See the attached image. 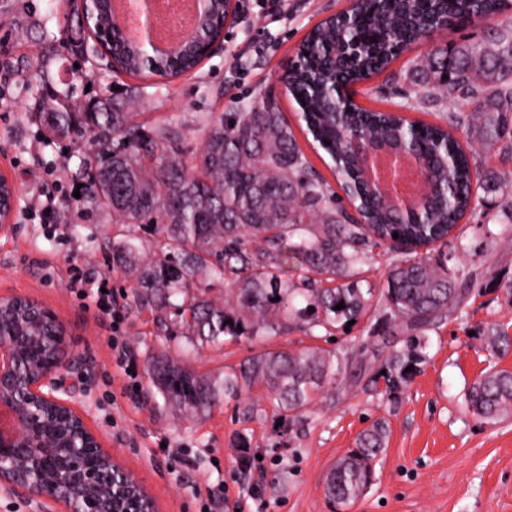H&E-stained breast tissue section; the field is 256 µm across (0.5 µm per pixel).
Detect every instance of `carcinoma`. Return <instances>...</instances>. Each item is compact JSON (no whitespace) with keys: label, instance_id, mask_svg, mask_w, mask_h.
Instances as JSON below:
<instances>
[{"label":"carcinoma","instance_id":"carcinoma-1","mask_svg":"<svg viewBox=\"0 0 512 512\" xmlns=\"http://www.w3.org/2000/svg\"><path fill=\"white\" fill-rule=\"evenodd\" d=\"M512 10V0H360L355 24L367 49L348 58L335 52L350 30L332 16L306 35L296 64L286 68L284 92L301 110L312 144L332 162L340 188L357 179L353 135L362 140L413 145L430 168L432 183L419 217L400 214L364 186L347 196L358 217L308 163L283 114L265 102L241 112H208L204 136L184 162L186 136L177 124L147 131L133 122L129 100L101 99L82 109L67 92H50L56 106L36 105V117L59 139L89 137L90 198L112 211L116 222L162 224L160 253L144 262L132 242L114 256L137 272L136 302L159 313L181 295L191 313L186 335L204 343L257 341L283 333L296 320L306 332L331 333L373 311L404 336L403 345L377 355L385 391L396 393L410 380V365L427 360V333L444 321L461 319L476 275L453 254L425 251L448 237L474 210L469 184L474 154L451 131L462 125L458 112L445 125L420 124L404 136L401 117L369 110L353 101L340 106L334 87L384 71L426 37L440 17L490 20ZM119 67L133 75H176L196 68L205 56L204 40L186 44L144 63L118 33L109 44ZM420 80L414 94L422 101H472L467 129L486 154L512 158V26L494 29L480 43L435 49L416 59ZM481 187L498 192L503 226L512 237V177L494 168L481 171ZM403 245H393V233ZM389 255L386 286L362 288L361 266L376 249ZM230 287L224 304L209 297L210 282ZM280 300H275V297ZM344 303V308L335 306ZM19 336H36L39 353L52 357L56 328L32 329L23 321ZM350 352L321 348L261 351L224 373V385L202 378L182 361L158 357L149 365L156 386L170 406L201 414L219 393L237 397L264 384L269 401L302 417L317 395L338 382ZM465 404L497 424L512 419V371L491 369L470 386ZM387 428L376 422L357 437L356 448L334 464L325 495L338 504L358 500L372 482L375 462L385 447Z\"/></svg>","mask_w":512,"mask_h":512}]
</instances>
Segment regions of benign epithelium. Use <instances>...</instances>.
Segmentation results:
<instances>
[{"label":"benign epithelium","mask_w":512,"mask_h":512,"mask_svg":"<svg viewBox=\"0 0 512 512\" xmlns=\"http://www.w3.org/2000/svg\"><path fill=\"white\" fill-rule=\"evenodd\" d=\"M199 13L216 14L222 26L235 17L236 0H196ZM382 155L399 158L379 142L360 153L364 165ZM20 203L17 187L0 178V234L15 230L12 218ZM35 305L42 320L62 329L57 337L60 359L48 368L22 377V337L0 328V491L18 496L33 512H158L143 480L124 468L102 445V435L89 425L90 409L84 392L68 383L67 373L81 370L85 361L70 352L59 316L27 295L0 296L3 307ZM25 394L21 404L18 393Z\"/></svg>","instance_id":"7a95c632"}]
</instances>
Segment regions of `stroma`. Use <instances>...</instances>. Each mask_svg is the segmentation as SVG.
I'll use <instances>...</instances> for the list:
<instances>
[{
    "mask_svg": "<svg viewBox=\"0 0 512 512\" xmlns=\"http://www.w3.org/2000/svg\"><path fill=\"white\" fill-rule=\"evenodd\" d=\"M346 6L347 0H239L222 48L193 72L165 82L109 71L89 48L72 55L61 44L62 0H0V174L21 194L14 232L0 235V295L32 296L59 315L71 351L94 368L87 396L92 426L118 462L144 481L160 512H512V421L489 424L464 407L480 375L495 366L512 370V350L495 358L489 347L496 328H512V302L503 290L512 283V241L498 237L500 195L479 193L475 211L443 246L477 270L476 286L466 317L430 333L428 360L403 391L385 394L372 363L360 378L325 389L301 420L274 409L260 386L186 417L165 401L147 367L165 354L220 383L225 371L255 352L322 348L325 339L293 329L256 342L190 346L160 328L155 311L136 306L135 277L112 258L115 247L130 240L150 259L162 239L157 229L113 223L111 211L85 196L54 218L45 215L48 199L87 184L92 148L87 140L76 147L48 136L31 109L45 86L62 92L73 83L77 62L87 76L73 83L78 97L132 90L129 108L140 124L151 129L177 121L192 144L204 135L205 113L276 101L312 168L335 184L327 156L313 148L277 77L307 33ZM489 29L485 22L464 24L422 40L360 87L358 103L388 112L404 108L420 122L441 123L449 108L409 93L415 57L482 41ZM79 273L107 290L110 312L86 307L72 292ZM117 330L126 341L123 354L112 347ZM365 338L385 352L402 345L372 316L338 333L337 344L353 350ZM378 420L388 437L370 487L347 508L329 500L324 488L334 463ZM242 435L250 440L245 462L234 447Z\"/></svg>",
    "mask_w": 512,
    "mask_h": 512,
    "instance_id": "stroma-1",
    "label": "stroma"
}]
</instances>
